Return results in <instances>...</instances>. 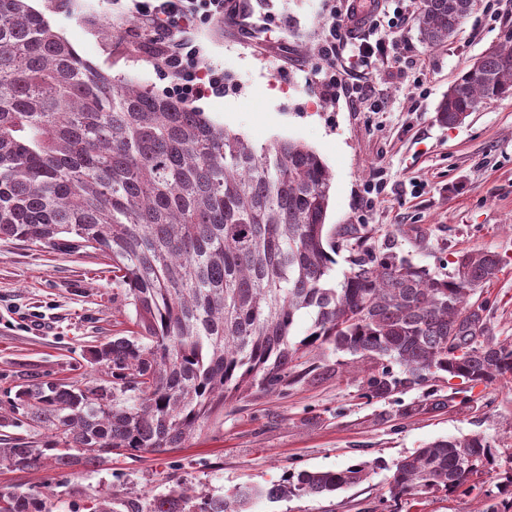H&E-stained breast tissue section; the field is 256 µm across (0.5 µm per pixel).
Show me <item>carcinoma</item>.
Masks as SVG:
<instances>
[{"label": "carcinoma", "mask_w": 512, "mask_h": 512, "mask_svg": "<svg viewBox=\"0 0 512 512\" xmlns=\"http://www.w3.org/2000/svg\"><path fill=\"white\" fill-rule=\"evenodd\" d=\"M473 0H421L418 38L439 47ZM512 96V34L475 59L437 106L462 124ZM332 174L304 143L256 147L205 112L115 77L82 58L28 0H0V239L112 263L134 307L128 336L90 350L81 384L18 385L0 427V468L98 467L116 451L182 448L253 389L275 393L312 374L313 350L366 364L371 396L387 398L440 373L473 386L512 380V336L490 337L477 292L498 278V253L456 252L441 276L367 232L326 224ZM352 253L335 281L333 253ZM311 319L294 340L296 320ZM462 351L456 355L451 348ZM496 462L481 435L427 443L394 463L391 496L453 492ZM376 463L290 472L222 497L187 489L131 503V512H248L266 498L322 496L366 479ZM22 484L0 512H52Z\"/></svg>", "instance_id": "carcinoma-1"}]
</instances>
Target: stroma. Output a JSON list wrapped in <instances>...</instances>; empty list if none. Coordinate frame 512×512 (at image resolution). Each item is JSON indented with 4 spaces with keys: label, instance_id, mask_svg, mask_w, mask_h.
<instances>
[{
    "label": "stroma",
    "instance_id": "obj_1",
    "mask_svg": "<svg viewBox=\"0 0 512 512\" xmlns=\"http://www.w3.org/2000/svg\"><path fill=\"white\" fill-rule=\"evenodd\" d=\"M52 27L93 64L158 94L178 77L150 63L160 41L130 31L113 38L102 22L132 13L130 0H31ZM419 0H397L405 15L395 67L375 65L366 79L380 91L381 111L355 108L343 90L319 83L328 14L322 0H268L286 19L259 42L234 22L198 24L203 66L223 71L224 94L194 99L216 123L255 145L287 137L313 148L333 175L327 222L365 226L375 251L394 248L447 273L454 252L483 247L503 262L478 293L488 302L493 336H512V96L487 102L455 127L437 106L449 85L512 28V0H476L472 14L441 48L414 30ZM132 306L112 281L110 261L94 251L70 253L0 240V408L19 383L81 382L91 346L129 328ZM312 378L274 394H252L225 408L185 447L165 453L113 454L94 469L0 472V489L24 483L53 493L57 512H90L111 495L114 512L151 494L186 487L222 495L267 487L300 470H340L376 463L370 476L321 497L265 499L251 512H512V384L463 391L437 377L385 399L369 397L363 364L337 366L313 352ZM479 434L499 442V462L453 493L392 498L389 463L441 437Z\"/></svg>",
    "mask_w": 512,
    "mask_h": 512
}]
</instances>
